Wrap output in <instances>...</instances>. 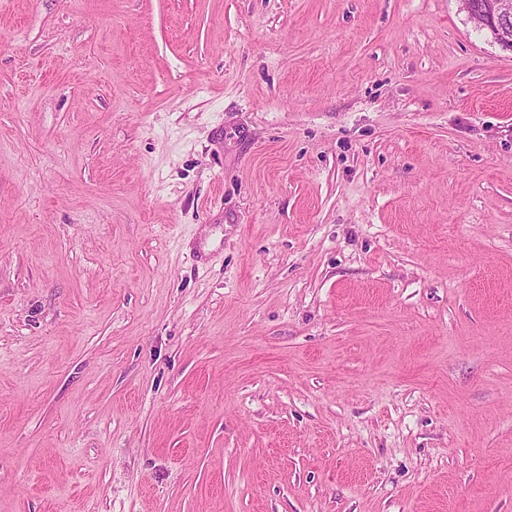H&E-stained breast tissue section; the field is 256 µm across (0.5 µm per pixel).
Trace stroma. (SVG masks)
I'll return each mask as SVG.
<instances>
[{
  "label": "stroma",
  "instance_id": "1",
  "mask_svg": "<svg viewBox=\"0 0 512 512\" xmlns=\"http://www.w3.org/2000/svg\"><path fill=\"white\" fill-rule=\"evenodd\" d=\"M0 512H512L462 0H0Z\"/></svg>",
  "mask_w": 512,
  "mask_h": 512
}]
</instances>
